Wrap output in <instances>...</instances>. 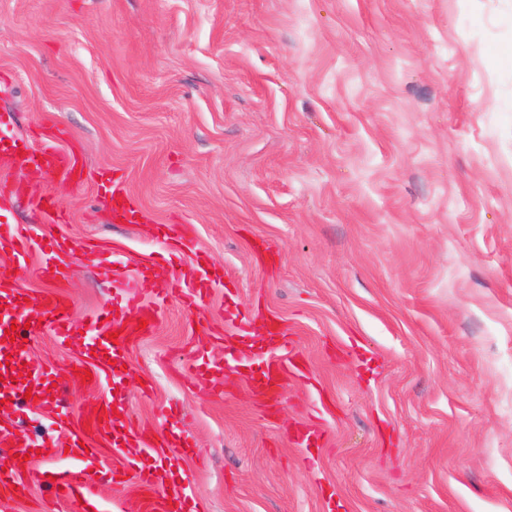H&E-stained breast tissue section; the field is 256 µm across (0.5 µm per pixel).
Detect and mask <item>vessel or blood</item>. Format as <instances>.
<instances>
[{"label":"vessel or blood","instance_id":"obj_1","mask_svg":"<svg viewBox=\"0 0 512 512\" xmlns=\"http://www.w3.org/2000/svg\"><path fill=\"white\" fill-rule=\"evenodd\" d=\"M0 166L17 174L34 167L50 182L63 176H76L84 168L82 161L52 143L46 142L34 149L22 139L2 137ZM178 249L195 257V275L190 285H182L176 278L157 279L152 266L145 265L139 270L138 285L140 290L151 292V302H143L139 293L121 296L78 321L66 291L70 260L75 255L95 259L100 253L98 246L88 239H59L50 233L39 236L29 224L1 223L0 257L8 258L13 270L0 274V340L15 322L29 324L34 333L49 332L63 345L79 340L85 328H93V340L86 343L70 371L90 373L86 385L91 389L113 385L118 376L117 367L123 363L130 345L143 336L145 328H156L162 305L176 297L188 308H199L223 279L222 274L213 271L207 259L198 254L193 242H182ZM37 251L44 255L38 275L46 287L31 299L21 287L16 272L25 268L28 258ZM112 332L117 333V340H109ZM290 372L287 362L271 358L265 364L263 375L250 379L249 387L258 396H270ZM54 381L53 370L42 367L33 370L26 384L15 385L12 389L13 394L22 395L28 388H39V404L61 425L62 432L36 445L8 429H0V444L16 452L10 467L0 470V500L28 498L35 481L49 482L52 492L61 499L82 500L85 497L82 484L76 481L72 470L55 468V461L65 458L75 463L89 456H113L119 463L107 472L112 482L122 483L131 476L139 486L138 494L124 501L123 512H185L189 484L166 490L161 469L140 466L139 461L161 454L174 444L181 448L193 447L190 433L154 432L145 436L134 432L129 426L130 413L123 405L111 408L89 404L79 414H71L63 405Z\"/></svg>","mask_w":512,"mask_h":512}]
</instances>
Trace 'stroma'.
<instances>
[{
  "mask_svg": "<svg viewBox=\"0 0 512 512\" xmlns=\"http://www.w3.org/2000/svg\"><path fill=\"white\" fill-rule=\"evenodd\" d=\"M512 0H0V113L36 146L75 150L82 180L38 207L0 178V215L102 245L71 260L76 317L115 295L112 262H162L154 227L194 241L226 279L205 305L172 299L109 389L70 382L79 345L32 336L70 410L118 401L176 428L169 480L195 512H512ZM141 220H113L111 188ZM267 321L302 369L279 403L249 390ZM226 363L221 380L187 366ZM57 427L11 398L0 426ZM306 425L322 434L305 448ZM75 475L121 512L134 481L91 458Z\"/></svg>",
  "mask_w": 512,
  "mask_h": 512,
  "instance_id": "35a3bbf8",
  "label": "stroma"
}]
</instances>
